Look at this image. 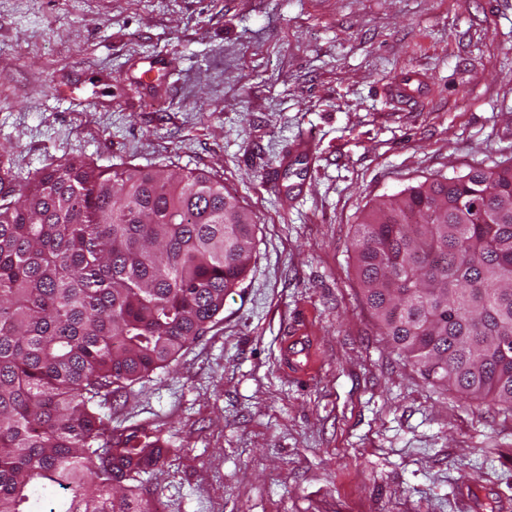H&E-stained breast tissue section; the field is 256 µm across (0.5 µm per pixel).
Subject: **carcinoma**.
I'll return each instance as SVG.
<instances>
[{
    "label": "carcinoma",
    "instance_id": "1",
    "mask_svg": "<svg viewBox=\"0 0 512 512\" xmlns=\"http://www.w3.org/2000/svg\"><path fill=\"white\" fill-rule=\"evenodd\" d=\"M512 169L407 188L353 242L362 302L428 379L512 406ZM254 220L203 172L48 165L0 188V512H154L171 449L112 440L101 398L168 366L224 310Z\"/></svg>",
    "mask_w": 512,
    "mask_h": 512
}]
</instances>
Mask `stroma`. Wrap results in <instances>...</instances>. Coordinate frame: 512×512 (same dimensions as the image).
I'll return each mask as SVG.
<instances>
[{
	"label": "stroma",
	"mask_w": 512,
	"mask_h": 512,
	"mask_svg": "<svg viewBox=\"0 0 512 512\" xmlns=\"http://www.w3.org/2000/svg\"><path fill=\"white\" fill-rule=\"evenodd\" d=\"M302 134L316 161L281 166ZM77 158L210 172L256 224L206 333L98 409L170 448L158 512H512V409L399 358L352 251L388 196L512 167V0H0V161ZM429 89V81L423 73L409 70L396 76L390 84V95L397 102L408 104L424 97ZM312 349L309 336H294L281 348V360L289 364L293 374L303 372L305 365L296 361L297 356L304 355L308 360Z\"/></svg>",
	"instance_id": "1"
}]
</instances>
